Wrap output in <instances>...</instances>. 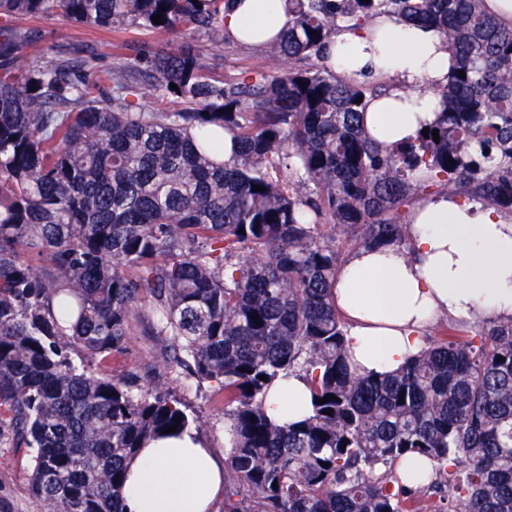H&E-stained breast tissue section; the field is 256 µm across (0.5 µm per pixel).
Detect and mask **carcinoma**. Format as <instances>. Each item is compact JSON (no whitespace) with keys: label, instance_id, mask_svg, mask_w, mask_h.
Here are the masks:
<instances>
[{"label":"carcinoma","instance_id":"carcinoma-1","mask_svg":"<svg viewBox=\"0 0 512 512\" xmlns=\"http://www.w3.org/2000/svg\"><path fill=\"white\" fill-rule=\"evenodd\" d=\"M287 2L268 49L300 67L224 81L188 45L46 60L20 21L222 37L227 0H0V407L51 512H125L145 443L201 428L176 396L102 373L136 323L172 369L224 390L222 512H419L426 496L512 512V318L374 376L351 368L332 298L353 251L410 249L401 208L432 187L512 215V28L484 0ZM378 15L435 28L454 56L439 118L405 147L361 122L387 85L344 80L323 53ZM169 97L183 108H143ZM292 373L312 412L279 424L263 399ZM410 454L437 463L414 488L394 470Z\"/></svg>","mask_w":512,"mask_h":512}]
</instances>
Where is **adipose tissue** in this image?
I'll return each mask as SVG.
<instances>
[{"instance_id": "adipose-tissue-1", "label": "adipose tissue", "mask_w": 512, "mask_h": 512, "mask_svg": "<svg viewBox=\"0 0 512 512\" xmlns=\"http://www.w3.org/2000/svg\"><path fill=\"white\" fill-rule=\"evenodd\" d=\"M288 24L285 0H229L224 35L261 49ZM333 72L346 80L395 77L399 90L373 99L364 127L383 146L409 145L441 110L452 54L433 29L377 18L362 30H343L328 42ZM409 249L362 248L341 265L333 286L347 320V350L364 374L400 370L426 347L435 319L512 318V219L480 200L422 196L411 212ZM277 422L311 411L302 377L278 378L264 397ZM224 492V462L195 432L149 441L129 466L122 497L126 512H211Z\"/></svg>"}]
</instances>
